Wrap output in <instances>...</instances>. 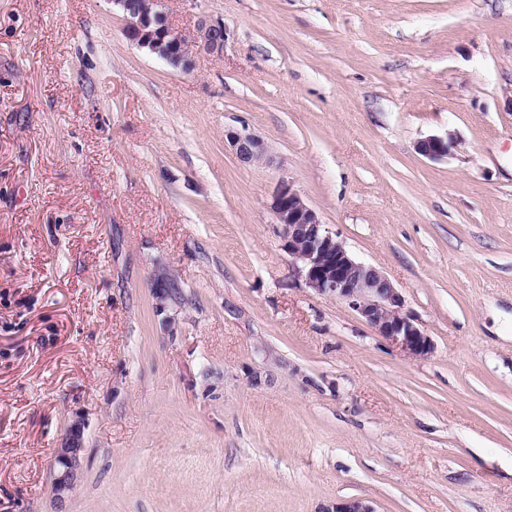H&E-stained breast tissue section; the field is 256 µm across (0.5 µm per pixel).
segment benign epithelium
<instances>
[{
    "label": "benign epithelium",
    "mask_w": 512,
    "mask_h": 512,
    "mask_svg": "<svg viewBox=\"0 0 512 512\" xmlns=\"http://www.w3.org/2000/svg\"><path fill=\"white\" fill-rule=\"evenodd\" d=\"M125 21L126 39L175 68L192 66V49L213 55L224 53L227 33L224 25L200 17L193 32L176 28L163 10L164 0H149L144 13L137 0H106ZM228 146L245 163L259 161L266 152L264 142L252 134L225 133ZM455 136L431 135L416 144L419 154L441 160L451 153ZM271 209L282 226L285 247L305 285L313 291L336 298L357 312L379 335L412 357L432 353L431 338L404 312L405 300L394 284L378 268L355 259L338 236L323 224L315 210L286 182L272 196ZM82 452L79 440L56 449L53 492L63 500L75 485ZM321 512H375L363 499H349L322 507Z\"/></svg>",
    "instance_id": "obj_1"
}]
</instances>
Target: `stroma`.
Wrapping results in <instances>:
<instances>
[{
    "label": "stroma",
    "mask_w": 512,
    "mask_h": 512,
    "mask_svg": "<svg viewBox=\"0 0 512 512\" xmlns=\"http://www.w3.org/2000/svg\"><path fill=\"white\" fill-rule=\"evenodd\" d=\"M165 8L221 20L223 55L185 72L106 0H0V512H512V0ZM282 181L432 354L305 286ZM225 139L237 158L245 164L259 161L265 155L264 142L255 135L231 130L225 134ZM454 143L455 136L447 132L445 135H431L421 139L416 144V150L428 159L441 160L448 158ZM82 450L77 438H73L70 443L56 449V471H54L52 487L54 495L59 501H62L74 489Z\"/></svg>",
    "instance_id": "1"
}]
</instances>
